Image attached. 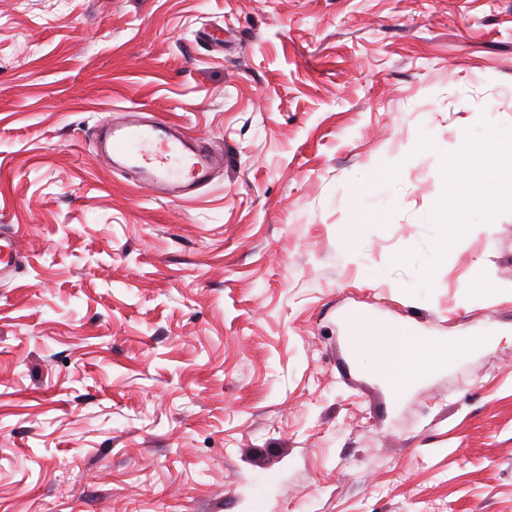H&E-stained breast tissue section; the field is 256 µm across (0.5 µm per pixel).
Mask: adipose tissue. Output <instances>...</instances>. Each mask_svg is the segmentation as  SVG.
I'll list each match as a JSON object with an SVG mask.
<instances>
[{"instance_id":"1","label":"adipose tissue","mask_w":512,"mask_h":512,"mask_svg":"<svg viewBox=\"0 0 512 512\" xmlns=\"http://www.w3.org/2000/svg\"><path fill=\"white\" fill-rule=\"evenodd\" d=\"M512 155V127L484 126L462 133L456 144L455 158L467 163L465 175L453 189L451 203L427 213L424 224L432 231L434 248L428 263L437 262L466 239L472 227L489 226L492 213L512 206V188L503 184L500 161ZM439 354L429 340L397 333L390 340L384 368L396 387L408 385L410 369L427 364Z\"/></svg>"}]
</instances>
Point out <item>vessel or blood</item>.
Listing matches in <instances>:
<instances>
[{
    "label": "vessel or blood",
    "mask_w": 512,
    "mask_h": 512,
    "mask_svg": "<svg viewBox=\"0 0 512 512\" xmlns=\"http://www.w3.org/2000/svg\"><path fill=\"white\" fill-rule=\"evenodd\" d=\"M112 162L135 172L155 193L185 198L207 184L217 159L197 139L161 120L113 124L107 129ZM24 261L17 231L0 227V278Z\"/></svg>",
    "instance_id": "obj_1"
}]
</instances>
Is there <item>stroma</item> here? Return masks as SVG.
<instances>
[{"instance_id":"obj_1","label":"stroma","mask_w":512,"mask_h":512,"mask_svg":"<svg viewBox=\"0 0 512 512\" xmlns=\"http://www.w3.org/2000/svg\"><path fill=\"white\" fill-rule=\"evenodd\" d=\"M133 110L223 166L140 186L96 146ZM479 123L512 0H0V512H512V209L421 266ZM394 329L445 356L398 392ZM394 179L395 176L380 177L375 181L372 191L356 197L355 208L360 218L378 217L397 204L398 196L392 190ZM4 224L0 227V278H8L16 273L24 262V255L21 250V239L19 231H14L10 224L7 231Z\"/></svg>"}]
</instances>
